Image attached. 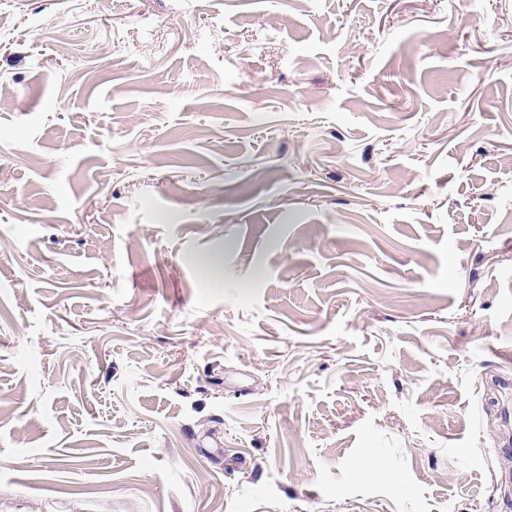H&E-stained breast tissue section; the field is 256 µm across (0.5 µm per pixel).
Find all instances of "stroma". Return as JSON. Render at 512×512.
<instances>
[{"instance_id": "obj_1", "label": "stroma", "mask_w": 512, "mask_h": 512, "mask_svg": "<svg viewBox=\"0 0 512 512\" xmlns=\"http://www.w3.org/2000/svg\"><path fill=\"white\" fill-rule=\"evenodd\" d=\"M471 9L0 0V512H512Z\"/></svg>"}]
</instances>
